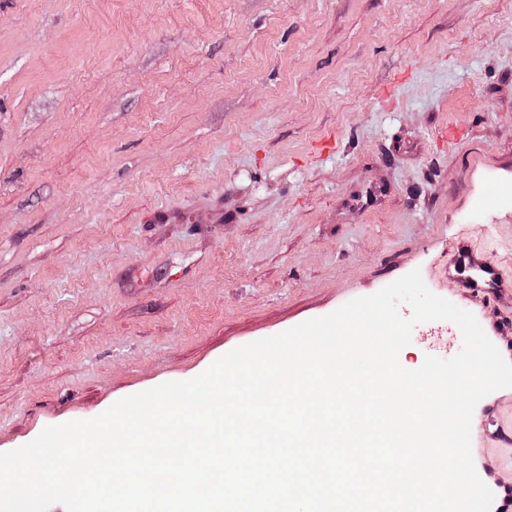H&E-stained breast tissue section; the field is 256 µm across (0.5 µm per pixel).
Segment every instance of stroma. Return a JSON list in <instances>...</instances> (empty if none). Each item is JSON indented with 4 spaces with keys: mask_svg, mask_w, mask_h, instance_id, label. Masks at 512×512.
<instances>
[{
    "mask_svg": "<svg viewBox=\"0 0 512 512\" xmlns=\"http://www.w3.org/2000/svg\"><path fill=\"white\" fill-rule=\"evenodd\" d=\"M509 183L512 0H0V452L414 270L512 342Z\"/></svg>",
    "mask_w": 512,
    "mask_h": 512,
    "instance_id": "stroma-1",
    "label": "stroma"
}]
</instances>
